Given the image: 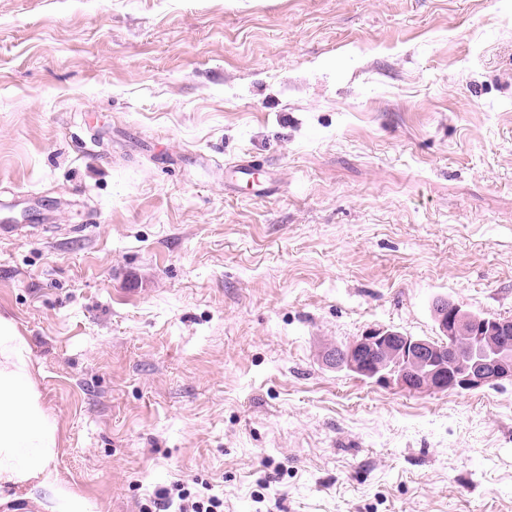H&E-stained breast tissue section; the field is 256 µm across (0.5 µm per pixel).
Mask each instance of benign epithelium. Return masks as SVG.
Masks as SVG:
<instances>
[{
    "label": "benign epithelium",
    "instance_id": "obj_1",
    "mask_svg": "<svg viewBox=\"0 0 512 512\" xmlns=\"http://www.w3.org/2000/svg\"><path fill=\"white\" fill-rule=\"evenodd\" d=\"M438 339L388 328L330 348L326 360L384 387L409 392L468 391L512 381V318L480 316L450 303L436 312Z\"/></svg>",
    "mask_w": 512,
    "mask_h": 512
}]
</instances>
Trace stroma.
I'll list each match as a JSON object with an SVG mask.
<instances>
[{
	"label": "stroma",
	"instance_id": "35a3bbf8",
	"mask_svg": "<svg viewBox=\"0 0 512 512\" xmlns=\"http://www.w3.org/2000/svg\"><path fill=\"white\" fill-rule=\"evenodd\" d=\"M4 215L87 512H512V382L322 360L512 317V0H0ZM230 168L233 174H240L243 179L250 183L257 195H262L269 191L267 179L251 161L240 159L231 164ZM176 502V510L173 512H223L224 500L215 495L200 496L193 493L187 485L181 481L174 482L170 488H164L156 492L151 506H145L144 512L168 511Z\"/></svg>",
	"mask_w": 512,
	"mask_h": 512
}]
</instances>
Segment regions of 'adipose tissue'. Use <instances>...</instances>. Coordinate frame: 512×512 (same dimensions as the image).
Instances as JSON below:
<instances>
[{"label": "adipose tissue", "mask_w": 512, "mask_h": 512, "mask_svg": "<svg viewBox=\"0 0 512 512\" xmlns=\"http://www.w3.org/2000/svg\"><path fill=\"white\" fill-rule=\"evenodd\" d=\"M59 428L41 402L26 336L0 314V491L44 492L54 512H85L65 491L55 466Z\"/></svg>", "instance_id": "ef3b65f1"}]
</instances>
